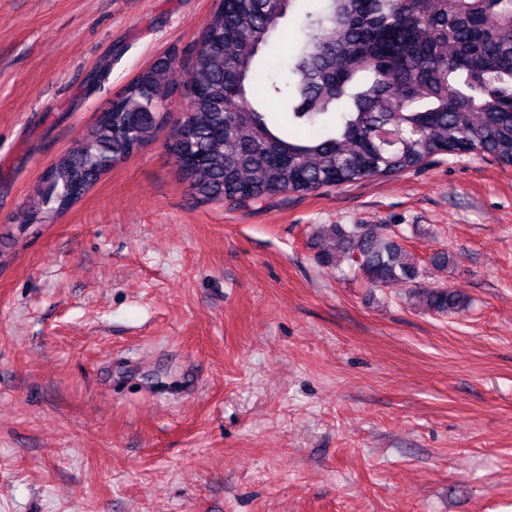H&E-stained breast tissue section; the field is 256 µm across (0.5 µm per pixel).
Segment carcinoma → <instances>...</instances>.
<instances>
[{"label":"carcinoma","mask_w":512,"mask_h":512,"mask_svg":"<svg viewBox=\"0 0 512 512\" xmlns=\"http://www.w3.org/2000/svg\"><path fill=\"white\" fill-rule=\"evenodd\" d=\"M298 0H218L196 40L195 93L171 142L192 190L238 203L305 194L478 152L512 166V0H320L289 57L291 91L265 74L264 52ZM175 59L142 68L60 155L23 222L67 212L109 170L154 139ZM368 285L408 284L422 305L455 314L456 290L428 287L389 224L331 225Z\"/></svg>","instance_id":"carcinoma-1"}]
</instances>
